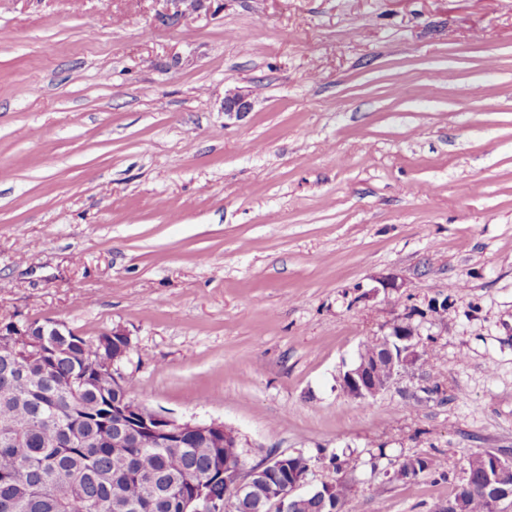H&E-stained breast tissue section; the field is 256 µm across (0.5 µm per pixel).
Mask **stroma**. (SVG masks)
<instances>
[{"label": "stroma", "instance_id": "stroma-1", "mask_svg": "<svg viewBox=\"0 0 512 512\" xmlns=\"http://www.w3.org/2000/svg\"><path fill=\"white\" fill-rule=\"evenodd\" d=\"M173 10L0 0V320L124 329L140 404L311 457L354 512H437L512 460V0ZM407 320L426 360L343 393Z\"/></svg>", "mask_w": 512, "mask_h": 512}]
</instances>
